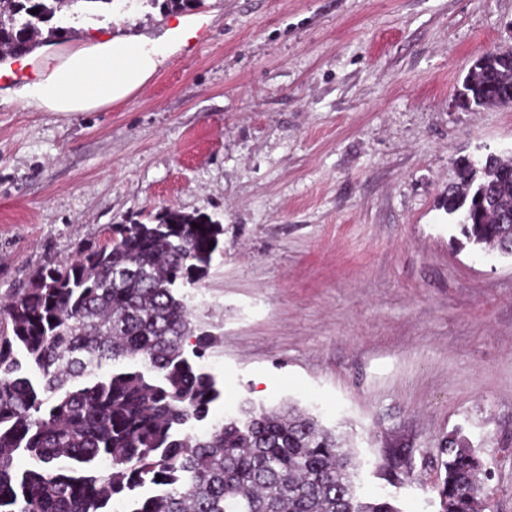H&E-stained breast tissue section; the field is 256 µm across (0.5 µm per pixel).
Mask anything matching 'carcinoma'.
Instances as JSON below:
<instances>
[{
	"label": "carcinoma",
	"instance_id": "obj_1",
	"mask_svg": "<svg viewBox=\"0 0 512 512\" xmlns=\"http://www.w3.org/2000/svg\"><path fill=\"white\" fill-rule=\"evenodd\" d=\"M113 2L0 0V54L67 35L59 20L80 4ZM457 102L470 112L511 106L512 49L478 57ZM442 207L468 244L512 257L511 156L465 162ZM105 234L71 260L46 259L0 299V512H109L146 485L160 492L126 512H400L385 496L358 497L356 464L311 416L262 410L205 436L179 434L220 392L194 362L210 335L185 352L191 310L174 289L206 276L224 226L169 212ZM18 455L29 460L22 471ZM426 467L439 512H484L485 465L457 437H444ZM380 470L393 485L414 477L397 449Z\"/></svg>",
	"mask_w": 512,
	"mask_h": 512
}]
</instances>
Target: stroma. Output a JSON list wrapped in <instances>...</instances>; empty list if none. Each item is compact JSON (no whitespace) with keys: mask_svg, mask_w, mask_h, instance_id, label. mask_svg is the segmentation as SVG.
Masks as SVG:
<instances>
[{"mask_svg":"<svg viewBox=\"0 0 512 512\" xmlns=\"http://www.w3.org/2000/svg\"><path fill=\"white\" fill-rule=\"evenodd\" d=\"M197 52L92 112L0 100V295L111 224L169 210L223 225L201 285L182 288L198 367L221 397L193 431L250 404L296 407L360 464V498L438 512L413 459L461 437L512 512V257L458 248L440 206L461 158L512 153V109L467 112L474 60L512 49V0H194ZM142 0L83 16L58 52L160 35ZM406 454L391 449L384 455L380 470L384 479L393 485H403L414 477V468L407 462Z\"/></svg>","mask_w":512,"mask_h":512,"instance_id":"35a3bbf8","label":"stroma"}]
</instances>
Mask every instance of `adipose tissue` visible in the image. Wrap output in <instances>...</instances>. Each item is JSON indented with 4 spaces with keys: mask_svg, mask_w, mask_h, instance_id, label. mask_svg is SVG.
Segmentation results:
<instances>
[{
    "mask_svg": "<svg viewBox=\"0 0 512 512\" xmlns=\"http://www.w3.org/2000/svg\"><path fill=\"white\" fill-rule=\"evenodd\" d=\"M174 51L161 36H118L70 52L14 95L32 112L109 107L146 86Z\"/></svg>",
    "mask_w": 512,
    "mask_h": 512,
    "instance_id": "ef3b65f1",
    "label": "adipose tissue"
}]
</instances>
